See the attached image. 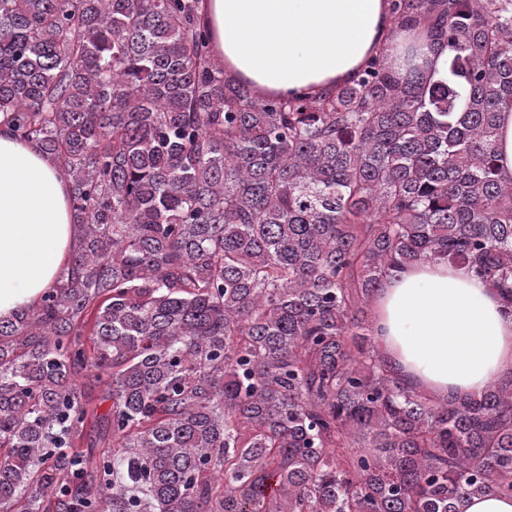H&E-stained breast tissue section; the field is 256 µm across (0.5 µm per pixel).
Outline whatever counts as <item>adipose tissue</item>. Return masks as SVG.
<instances>
[{
	"label": "adipose tissue",
	"mask_w": 512,
	"mask_h": 512,
	"mask_svg": "<svg viewBox=\"0 0 512 512\" xmlns=\"http://www.w3.org/2000/svg\"><path fill=\"white\" fill-rule=\"evenodd\" d=\"M216 58L264 97L325 92L379 49L424 43L397 30L389 0H201ZM70 186L0 113V320L37 306L76 246ZM383 356L400 381L439 401L512 375V307L468 267L403 266L371 301Z\"/></svg>",
	"instance_id": "1"
}]
</instances>
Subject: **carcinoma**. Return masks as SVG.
<instances>
[{"instance_id":"1","label":"carcinoma","mask_w":512,"mask_h":512,"mask_svg":"<svg viewBox=\"0 0 512 512\" xmlns=\"http://www.w3.org/2000/svg\"><path fill=\"white\" fill-rule=\"evenodd\" d=\"M200 0H0V112L71 187L63 279L0 321V512H464L512 495V375L405 387L370 302L406 264L512 305V0H392L448 48L257 96ZM105 385L99 411L79 379ZM498 164L505 178H512V109L499 113Z\"/></svg>"}]
</instances>
